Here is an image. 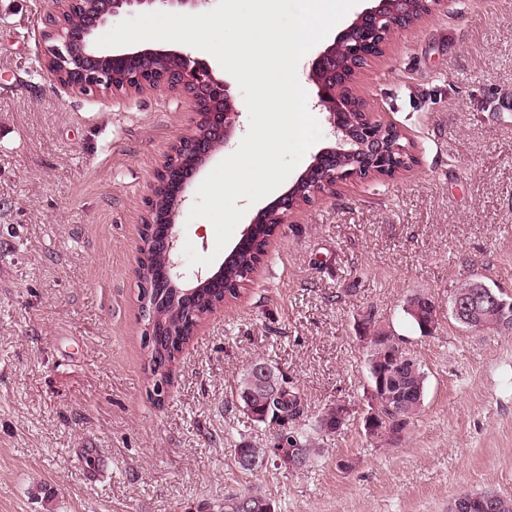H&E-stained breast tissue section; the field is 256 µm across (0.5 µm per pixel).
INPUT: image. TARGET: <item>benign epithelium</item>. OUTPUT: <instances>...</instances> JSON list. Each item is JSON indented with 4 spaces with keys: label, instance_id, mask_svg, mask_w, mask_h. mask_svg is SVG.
I'll use <instances>...</instances> for the list:
<instances>
[{
    "label": "benign epithelium",
    "instance_id": "benign-epithelium-1",
    "mask_svg": "<svg viewBox=\"0 0 512 512\" xmlns=\"http://www.w3.org/2000/svg\"><path fill=\"white\" fill-rule=\"evenodd\" d=\"M203 0H50L43 32L45 50L42 66L47 74L60 84L82 93H112L114 95L147 90H166L187 96L194 107L201 105L206 110L200 114L204 132L200 135L188 134L179 138L173 145L170 158L163 161L154 173L152 190L169 179L174 171L171 158L183 151L192 157V163L178 171L176 186L178 193L174 205L163 220L161 230L154 237V248L166 253L167 267L164 281L172 287L183 289L185 295L194 294L196 289L207 286H224V267L212 274L196 272L186 276L182 272L177 257V237L175 219L190 200L187 176L198 171L205 161L220 149L228 147L236 129L240 126L241 112L237 98L230 84L218 78L203 59L193 58L181 51L164 48H132L112 53L100 51L95 44L96 31L113 17L153 6L156 3L172 10L196 7ZM407 0H378L374 7L363 11L337 37L351 49L353 56L366 62L376 56L380 49L378 38L384 34L393 35L404 28ZM82 14V25L75 30L66 23V17L73 11ZM177 59L181 68L173 76L163 69L167 61ZM132 63L137 67L135 75L137 87L126 86L119 89L115 85L113 69ZM309 79L316 87L315 107L326 113L331 128L334 145L322 149L314 161L274 203L262 208L246 225L240 234L236 248H241L256 235V228L269 223L271 214L278 215V223H288L290 215L301 204L296 196L302 182L313 175L317 179L311 191L320 194L319 186L327 185L336 190V185L353 179H366L371 176L392 178L411 167L412 162L405 156L407 149L386 140L383 131L378 129L380 122L373 117L369 106H364L363 122L352 117V107L347 101L336 98V81L344 78L342 64L336 56V44L328 45L310 63ZM470 287L478 289L471 299L457 300L452 312L455 317L468 323L479 316L477 308L470 300L488 302L496 311V324L512 328V301L501 299L482 281L476 280ZM251 377L267 386L269 396H275L281 384L268 368L261 364L250 367ZM276 463L285 470L297 466L303 455L299 441L292 438L279 442L273 449Z\"/></svg>",
    "mask_w": 512,
    "mask_h": 512
}]
</instances>
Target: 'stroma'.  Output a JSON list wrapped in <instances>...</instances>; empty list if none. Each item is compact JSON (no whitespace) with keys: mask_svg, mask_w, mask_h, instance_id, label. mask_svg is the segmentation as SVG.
I'll return each instance as SVG.
<instances>
[{"mask_svg":"<svg viewBox=\"0 0 512 512\" xmlns=\"http://www.w3.org/2000/svg\"><path fill=\"white\" fill-rule=\"evenodd\" d=\"M44 0H0V512H198L243 489L276 512H448L512 495V331L449 305L477 278L512 293V0H441L354 78L415 158L347 181L290 216L240 297L196 329L163 403L144 371L140 234L155 169L194 128L183 95L84 94L41 67ZM436 306L432 335L409 298ZM427 376L395 446L367 436L372 328ZM262 358L299 397L322 453L240 472L269 447L238 402ZM342 401L335 434L318 419ZM471 496L470 507L465 512H485L483 508V501L486 496H497L498 507L496 512H512V496L500 494L494 491H485L481 493H469ZM457 505V498H455L449 508V512H463Z\"/></svg>","mask_w":512,"mask_h":512,"instance_id":"35a3bbf8","label":"stroma"}]
</instances>
